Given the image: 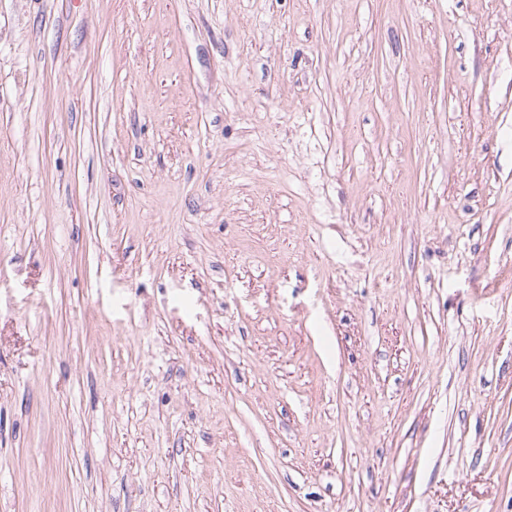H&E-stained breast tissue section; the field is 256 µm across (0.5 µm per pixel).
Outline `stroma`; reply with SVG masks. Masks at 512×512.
Wrapping results in <instances>:
<instances>
[{"label": "stroma", "mask_w": 512, "mask_h": 512, "mask_svg": "<svg viewBox=\"0 0 512 512\" xmlns=\"http://www.w3.org/2000/svg\"><path fill=\"white\" fill-rule=\"evenodd\" d=\"M0 512H512V0H0Z\"/></svg>", "instance_id": "1"}]
</instances>
